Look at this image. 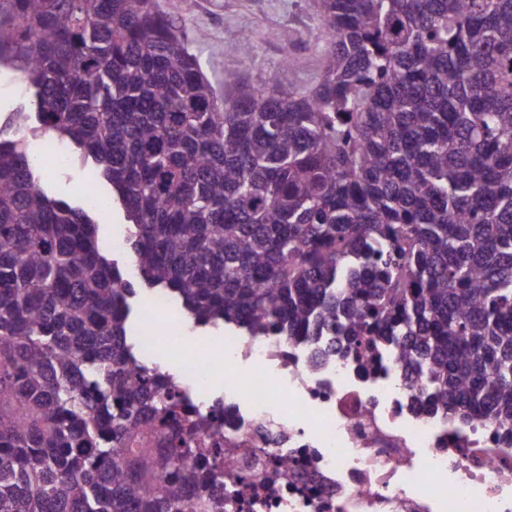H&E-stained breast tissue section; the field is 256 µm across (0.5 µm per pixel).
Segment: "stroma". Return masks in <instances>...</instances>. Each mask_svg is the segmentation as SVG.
I'll return each mask as SVG.
<instances>
[{
	"instance_id": "35a3bbf8",
	"label": "stroma",
	"mask_w": 512,
	"mask_h": 512,
	"mask_svg": "<svg viewBox=\"0 0 512 512\" xmlns=\"http://www.w3.org/2000/svg\"><path fill=\"white\" fill-rule=\"evenodd\" d=\"M161 10L184 28L217 96L239 82L274 75L283 90L302 92L319 81L325 53L319 0H158ZM248 34L249 59L224 41L226 31ZM58 196L81 202L88 188L111 196L93 163L48 166L44 174Z\"/></svg>"
}]
</instances>
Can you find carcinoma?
Returning a JSON list of instances; mask_svg holds the SVG:
<instances>
[{
	"label": "carcinoma",
	"instance_id": "carcinoma-1",
	"mask_svg": "<svg viewBox=\"0 0 512 512\" xmlns=\"http://www.w3.org/2000/svg\"><path fill=\"white\" fill-rule=\"evenodd\" d=\"M321 6L314 89L221 101L157 0H0V66L35 97L0 122V512L218 508L240 449L199 447L214 418L141 361L139 295L358 368L395 354L427 410L512 431V0ZM36 138L112 185L135 278Z\"/></svg>",
	"mask_w": 512,
	"mask_h": 512
}]
</instances>
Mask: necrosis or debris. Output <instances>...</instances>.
I'll return each instance as SVG.
<instances>
[{
  "mask_svg": "<svg viewBox=\"0 0 512 512\" xmlns=\"http://www.w3.org/2000/svg\"><path fill=\"white\" fill-rule=\"evenodd\" d=\"M207 344L185 378L200 413L224 404L243 449L224 468V512H512V433L425 412L392 356L365 373L274 336Z\"/></svg>",
  "mask_w": 512,
  "mask_h": 512,
  "instance_id": "obj_1",
  "label": "necrosis or debris"
}]
</instances>
